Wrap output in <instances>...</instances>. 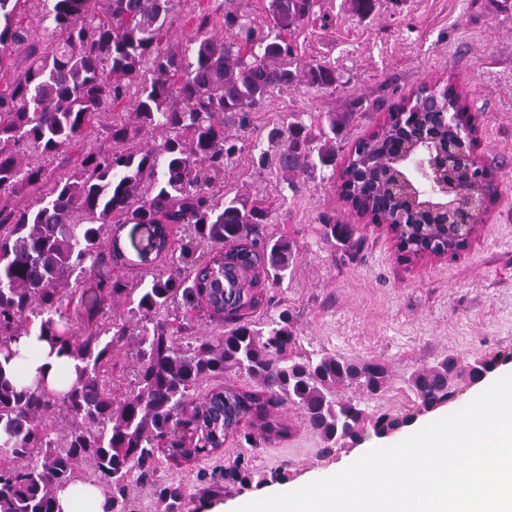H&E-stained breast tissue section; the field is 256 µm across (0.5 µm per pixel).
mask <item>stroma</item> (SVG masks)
Listing matches in <instances>:
<instances>
[{
  "label": "stroma",
  "instance_id": "35a3bbf8",
  "mask_svg": "<svg viewBox=\"0 0 512 512\" xmlns=\"http://www.w3.org/2000/svg\"><path fill=\"white\" fill-rule=\"evenodd\" d=\"M271 0H177L168 44L192 56V38L202 12L209 34L232 37L222 15L237 10L253 26L267 28ZM301 63L335 68V87L299 81L271 93L227 133L239 146L224 166L228 195L267 207L264 231L297 247L290 276L263 282L260 323L288 311L303 351L377 358L391 374L388 393L366 401L368 411L412 412L405 381L415 369L454 355L512 352V7L495 0H379L360 17L351 0H319L314 15L287 35ZM428 81L454 83L474 117V149L497 177L499 194L475 237L456 257L410 260L382 224L362 217L341 195L339 174L355 143L387 119L391 105ZM296 113L308 125L335 114L342 126L336 162L314 174L287 172L261 155L271 152L269 132ZM353 225L361 243L344 249L324 238L326 222ZM272 416L288 425L285 438L242 433L226 438L221 453L180 465L162 463L157 481H177L187 490L183 512L223 504L226 512L269 490L291 489L333 474L356 458V448L326 453L302 412L281 404ZM254 473L250 484L224 483L219 494L199 492L202 474L223 473L236 456Z\"/></svg>",
  "mask_w": 512,
  "mask_h": 512
}]
</instances>
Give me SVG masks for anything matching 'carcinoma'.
I'll return each instance as SVG.
<instances>
[{"instance_id":"1","label":"carcinoma","mask_w":512,"mask_h":512,"mask_svg":"<svg viewBox=\"0 0 512 512\" xmlns=\"http://www.w3.org/2000/svg\"><path fill=\"white\" fill-rule=\"evenodd\" d=\"M21 0H0V512H59L57 492L78 480L101 489L105 512H129L133 480L156 472L163 439L172 449L189 441L194 458H206L224 444V417H248L267 433L283 425L269 408L287 403L300 409L323 451L353 446L367 428L383 437L409 425L416 415L453 400L456 382L493 373L499 356L477 357L461 366L454 356L414 370L406 380L416 412L370 415L353 390L370 399L391 384L385 363L335 353L297 352L298 338L288 311L256 324L245 311L260 305L261 280L283 282L296 257V245L264 236L266 211L247 200L224 196V163L237 144L224 136L275 89L298 80L299 63L285 33L313 13L314 0H272L268 32L229 10L222 25L235 38L203 33L202 18L193 38L194 60L167 44L174 0H104L103 15L91 0H52L44 18L54 40L38 46L24 23ZM25 45L28 64L10 78L13 51ZM311 86L336 85V70L309 64ZM134 102L141 130L161 129L158 150L120 149L128 127L112 122L106 141L90 146L71 174L52 177L44 162L70 146L102 111L123 100ZM324 143L300 121L271 134L276 163L286 171L329 166L336 160L333 135L339 123L327 115ZM50 183L34 207L16 210L10 194L22 184ZM148 227L147 246L171 249L158 230L184 224L188 239L164 273L144 272L138 281L101 269L124 257L112 238V218ZM351 224L323 225L326 239L354 247ZM208 246V256L196 253ZM86 299L75 317L67 300ZM125 300L136 325L112 314ZM207 306L231 322L217 337L190 332L189 312ZM41 322L44 337L74 368L61 367L57 386L24 369L22 328ZM136 345L138 370L121 406L112 405L104 375L115 365L127 338ZM234 371L247 375L256 391L214 389L203 401L192 397L211 380ZM68 433H55L60 418ZM86 463L91 473L81 476ZM224 476L244 483L247 462L238 456ZM163 512H183L186 491L171 481L157 486Z\"/></svg>"}]
</instances>
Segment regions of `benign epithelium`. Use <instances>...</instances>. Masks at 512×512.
I'll list each match as a JSON object with an SVG mask.
<instances>
[{"label":"benign epithelium","instance_id":"obj_1","mask_svg":"<svg viewBox=\"0 0 512 512\" xmlns=\"http://www.w3.org/2000/svg\"><path fill=\"white\" fill-rule=\"evenodd\" d=\"M430 119L417 112H396L405 126L401 147L392 154L377 153L389 188L404 200L392 213L369 199L356 198L341 187L344 197L363 216L385 224L395 235L399 250L414 258L430 255L424 249L433 239L447 241V257L459 252L475 236L490 201L486 189L470 186L473 175L488 182L490 172L473 148V122L448 109V99L437 95L424 100Z\"/></svg>","mask_w":512,"mask_h":512}]
</instances>
